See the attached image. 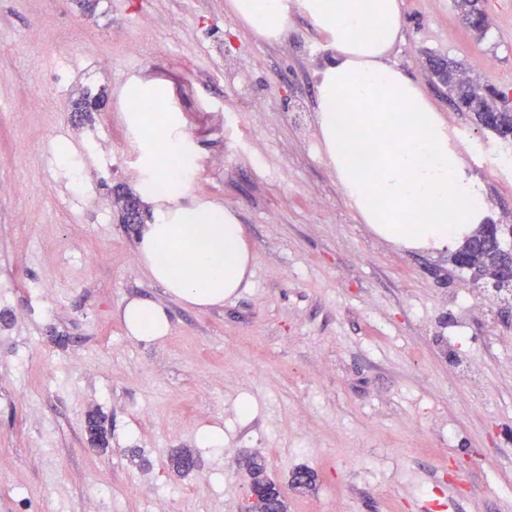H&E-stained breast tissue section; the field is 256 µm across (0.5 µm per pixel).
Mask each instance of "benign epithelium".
I'll return each instance as SVG.
<instances>
[{"mask_svg":"<svg viewBox=\"0 0 512 512\" xmlns=\"http://www.w3.org/2000/svg\"><path fill=\"white\" fill-rule=\"evenodd\" d=\"M512 238L511 224H485L469 241L450 255V263L470 272L474 283L483 288H496L512 282V269L499 267L498 259L506 250L505 241Z\"/></svg>","mask_w":512,"mask_h":512,"instance_id":"7a95c632","label":"benign epithelium"}]
</instances>
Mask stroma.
I'll list each match as a JSON object with an SVG mask.
<instances>
[{
	"label": "stroma",
	"mask_w": 512,
	"mask_h": 512,
	"mask_svg": "<svg viewBox=\"0 0 512 512\" xmlns=\"http://www.w3.org/2000/svg\"><path fill=\"white\" fill-rule=\"evenodd\" d=\"M224 3L0 0V512H243L254 454L287 512H512V292L360 223L314 123L323 34L292 10L267 39ZM401 4L397 62L452 130L503 147L428 58L512 91V0H484L481 37L456 0ZM156 84L194 163L173 206L231 208L255 257L220 306L176 300L140 264L155 204L122 221L144 179L128 96ZM470 165L512 224V172ZM92 251L108 264L85 267ZM132 299L162 306L169 334L130 336ZM207 428L223 445L199 442Z\"/></svg>",
	"instance_id": "obj_1"
}]
</instances>
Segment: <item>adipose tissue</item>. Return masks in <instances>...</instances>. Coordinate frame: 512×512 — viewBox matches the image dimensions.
<instances>
[{"instance_id":"ef3b65f1","label":"adipose tissue","mask_w":512,"mask_h":512,"mask_svg":"<svg viewBox=\"0 0 512 512\" xmlns=\"http://www.w3.org/2000/svg\"><path fill=\"white\" fill-rule=\"evenodd\" d=\"M325 35L332 57L318 72L315 123L326 163L359 219L394 245L437 253L461 248L490 210L481 180L469 174L448 122L394 59L405 20L399 0H228L230 15L275 39L289 8ZM169 113L143 128L150 179L145 197L168 201L185 180L163 159L185 141L167 133ZM139 260L151 279L180 302L222 305L249 283L254 256L236 214L215 202L160 212L143 225ZM122 318L131 336H166V311L128 301Z\"/></svg>"}]
</instances>
